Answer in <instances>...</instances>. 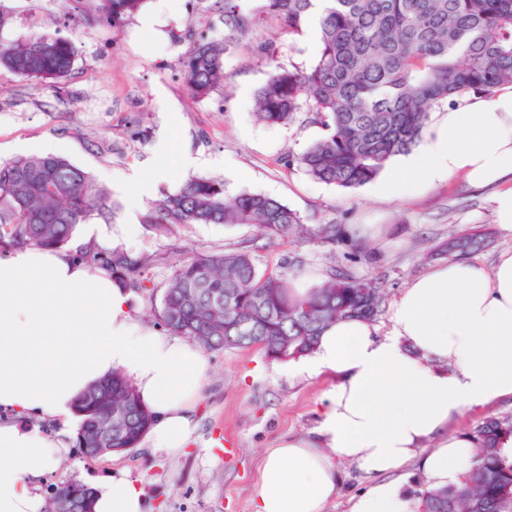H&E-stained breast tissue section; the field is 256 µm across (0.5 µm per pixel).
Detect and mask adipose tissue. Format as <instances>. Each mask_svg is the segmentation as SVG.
I'll list each match as a JSON object with an SVG mask.
<instances>
[{
	"mask_svg": "<svg viewBox=\"0 0 512 512\" xmlns=\"http://www.w3.org/2000/svg\"><path fill=\"white\" fill-rule=\"evenodd\" d=\"M463 177L484 188L512 181V91L474 98L430 126L383 189L412 194ZM80 246L15 248L0 257V512H40L30 483L57 463L60 445L33 418L69 422L89 387L124 373L151 412L152 448L195 445L210 371L199 345L138 321L127 289L76 262ZM385 334L349 318L324 329L312 354L289 362L297 377L326 378L318 425L265 449L253 512H325L348 465L371 478L350 512H413L392 473L416 460L428 488L463 481L472 435H452L467 409L512 397V251L492 269L451 259L402 288ZM435 448H425L428 440ZM94 512H152L141 483L121 470L94 479Z\"/></svg>",
	"mask_w": 512,
	"mask_h": 512,
	"instance_id": "obj_1",
	"label": "adipose tissue"
}]
</instances>
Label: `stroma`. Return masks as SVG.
<instances>
[{"instance_id": "stroma-1", "label": "stroma", "mask_w": 512, "mask_h": 512, "mask_svg": "<svg viewBox=\"0 0 512 512\" xmlns=\"http://www.w3.org/2000/svg\"><path fill=\"white\" fill-rule=\"evenodd\" d=\"M145 0L139 13L112 25L101 0H0L10 15L0 37L23 39L50 32L72 38L77 57L70 74L55 83L20 78L0 68V164L37 155L43 142L59 156L103 184L116 204L96 226L113 231V245L124 244L115 230L139 227L132 253L155 255L141 289L131 291L133 315L155 331L167 282L177 264L198 254L250 246L259 267L299 258L310 282L322 281L330 260L363 276L383 280L386 302L415 276L445 260L441 246L450 234L479 233L483 246L471 259L484 267L512 250V227L497 223L495 189H475L460 177L400 196L379 191L377 181L345 191L317 182L285 166L287 154L303 152L324 130L307 113L287 126L256 120L254 95L272 72L246 50L224 57L227 80L209 96L187 90L180 63L191 34L224 36L221 0H168L156 12ZM153 16L151 30L142 19ZM278 47L277 64L309 67L318 53L313 28L295 33L269 20L256 34ZM140 172L149 181L140 204L123 176ZM195 177L223 184L228 193L261 192L293 209L308 224L344 227L374 224L363 235L367 250L329 247L303 240H269L250 226L189 224L156 233L143 217L149 207ZM208 381L199 405L198 443L181 454H167L141 442L123 453L90 461L69 450L38 483V494L69 479L106 476L121 469L141 481L152 512H252V498L264 449L277 437L303 435L317 424V403L325 380L288 375L260 347L209 355Z\"/></svg>"}]
</instances>
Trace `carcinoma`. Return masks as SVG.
I'll return each instance as SVG.
<instances>
[{"label":"carcinoma","mask_w":512,"mask_h":512,"mask_svg":"<svg viewBox=\"0 0 512 512\" xmlns=\"http://www.w3.org/2000/svg\"><path fill=\"white\" fill-rule=\"evenodd\" d=\"M117 25L144 0H102ZM265 18L302 31L313 23L320 41L308 69L276 65L255 93L253 111L269 125H289L303 110L326 134L300 154L285 158L315 181L356 189L373 180L395 156L421 139L430 112L473 93L489 97L512 85V0H265L257 10L246 0H224V39L203 35L182 60L189 92L206 97L226 82L224 56L250 49L273 61L271 42H253ZM72 39L40 35L0 42V67L23 79L58 81L72 69ZM111 209L104 186L57 155L17 157L0 164V245L61 248L78 225ZM144 222L159 233L178 224L250 225L270 239L305 238L321 245L347 241L338 224L303 223L301 216L262 193L235 195L210 179L187 180L151 206ZM479 245L475 234L448 239L443 251L462 257ZM75 258L101 268L127 289L155 262L116 247L80 248ZM382 288L339 264L318 285L298 294L288 268L260 269L246 246L199 253L179 263L165 288L158 316L168 331L206 351L258 345L271 361L314 350L323 329L343 318L375 319ZM74 447L93 459L105 448L139 445L152 415L119 372L88 388L75 405ZM123 421L106 437L103 422ZM479 455L464 484L426 490L420 512H512V459L503 441L512 420L488 418L474 431ZM74 496L77 512H92L94 491L77 479L51 488L44 512Z\"/></svg>","instance_id":"obj_1"}]
</instances>
